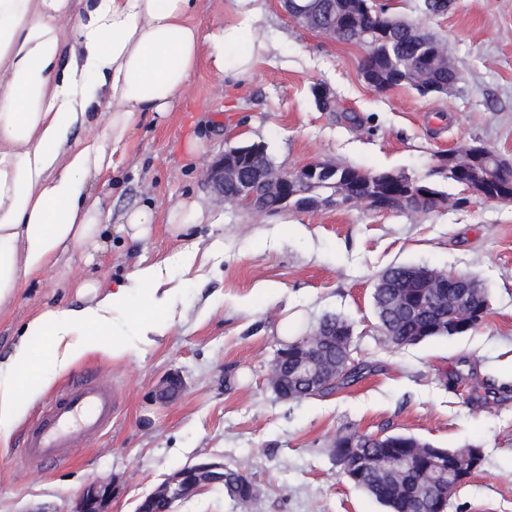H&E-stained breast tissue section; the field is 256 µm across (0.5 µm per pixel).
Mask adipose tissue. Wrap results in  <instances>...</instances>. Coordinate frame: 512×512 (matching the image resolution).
Wrapping results in <instances>:
<instances>
[{
	"mask_svg": "<svg viewBox=\"0 0 512 512\" xmlns=\"http://www.w3.org/2000/svg\"><path fill=\"white\" fill-rule=\"evenodd\" d=\"M256 0H233L236 20L202 35L198 0H0V304L76 247L98 244L112 214L93 183L109 178L115 155L147 113L167 114L203 51L241 78L268 46L250 36ZM166 269L138 262L112 291L81 283L82 307L37 311L0 372V440L19 422L18 393L42 385L86 355L113 356L131 344L114 316L131 292L142 298L137 335H164L174 320ZM45 333L36 361L29 345Z\"/></svg>",
	"mask_w": 512,
	"mask_h": 512,
	"instance_id": "adipose-tissue-1",
	"label": "adipose tissue"
}]
</instances>
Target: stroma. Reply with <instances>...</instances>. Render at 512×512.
<instances>
[{"instance_id":"obj_1","label":"stroma","mask_w":512,"mask_h":512,"mask_svg":"<svg viewBox=\"0 0 512 512\" xmlns=\"http://www.w3.org/2000/svg\"><path fill=\"white\" fill-rule=\"evenodd\" d=\"M384 2L447 42L462 76L454 88L376 92L361 76L360 48L299 27L281 0H258L252 32L273 49L250 76L226 79L203 58L166 119L134 125L116 155V179L94 191L116 220L150 206L151 237L112 233L105 246L69 252L27 281L0 306V359L35 310L78 304L81 280L111 289L141 260L166 261L175 321L124 357L87 355L40 394L19 393L21 421L0 441V512H73L94 481L117 483L110 512H135L168 476L204 460L257 485L245 512H385L346 481L331 453L337 435L354 430L482 449L481 468L448 512H512V204L476 200L442 178L448 205L428 212L362 205L264 215L219 205L202 180L209 155L244 142L264 143L284 171L333 159L419 178L440 153L465 144L512 161V0H452L438 16L424 13L423 0ZM318 85L329 89L331 108L319 106ZM193 136L205 151L190 157L184 147ZM184 199L198 202L207 221L173 237L167 214ZM192 247L205 259L188 273L177 255ZM402 263L476 276L488 290L484 321L459 336L390 343L377 329L372 292L385 269ZM327 315L352 324L354 357L370 373L325 397L281 400L268 382L277 349ZM174 371L187 390L159 406L153 390ZM83 372L111 389V426L66 460L26 459L28 426Z\"/></svg>"}]
</instances>
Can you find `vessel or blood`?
I'll return each mask as SVG.
<instances>
[{
    "label": "vessel or blood",
    "mask_w": 512,
    "mask_h": 512,
    "mask_svg": "<svg viewBox=\"0 0 512 512\" xmlns=\"http://www.w3.org/2000/svg\"><path fill=\"white\" fill-rule=\"evenodd\" d=\"M112 393L106 387L80 380L49 404L25 433L23 453L34 460L64 457L84 438L102 432L112 421Z\"/></svg>",
    "instance_id": "obj_1"
}]
</instances>
